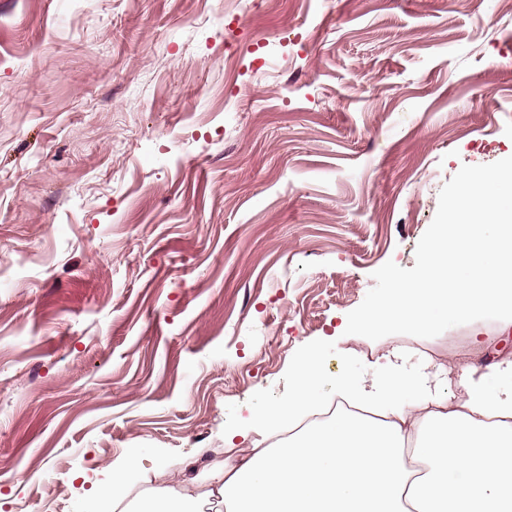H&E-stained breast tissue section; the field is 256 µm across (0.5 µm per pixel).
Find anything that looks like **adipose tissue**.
I'll list each match as a JSON object with an SVG mask.
<instances>
[{
  "label": "adipose tissue",
  "mask_w": 512,
  "mask_h": 512,
  "mask_svg": "<svg viewBox=\"0 0 512 512\" xmlns=\"http://www.w3.org/2000/svg\"><path fill=\"white\" fill-rule=\"evenodd\" d=\"M393 348L380 372L326 367L323 347L294 362L287 400L265 406L239 459L211 469L226 512H512V355L486 369L423 360L406 373ZM457 374L456 393L444 376ZM370 417L341 413L300 429L325 403L321 385ZM136 461L111 471L106 498L138 512H201L185 489L141 486Z\"/></svg>",
  "instance_id": "ef3b65f1"
}]
</instances>
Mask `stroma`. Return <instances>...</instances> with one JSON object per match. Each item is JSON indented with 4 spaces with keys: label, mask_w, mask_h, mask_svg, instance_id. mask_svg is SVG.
Here are the masks:
<instances>
[{
    "label": "stroma",
    "mask_w": 512,
    "mask_h": 512,
    "mask_svg": "<svg viewBox=\"0 0 512 512\" xmlns=\"http://www.w3.org/2000/svg\"><path fill=\"white\" fill-rule=\"evenodd\" d=\"M512 155V0H0V512L202 496L442 186ZM482 366L512 335L425 339ZM137 463L131 458L124 466L114 469L108 475L106 498L115 511L124 501L127 505L120 511L138 512H201L196 499L184 488L169 485L142 487L136 477ZM130 504L142 505V508L129 507Z\"/></svg>",
    "instance_id": "1"
}]
</instances>
